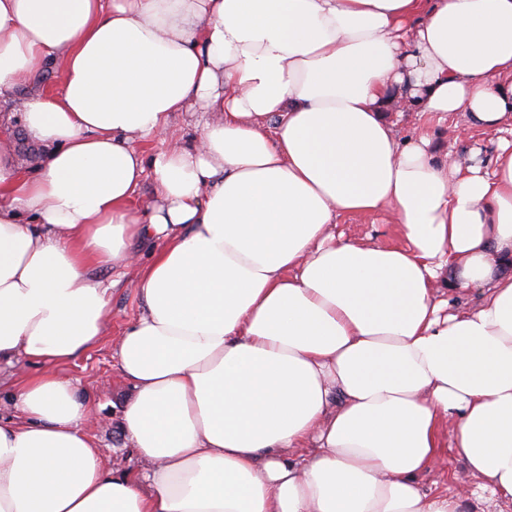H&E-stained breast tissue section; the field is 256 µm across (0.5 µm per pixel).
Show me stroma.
<instances>
[{
  "instance_id": "1",
  "label": "stroma",
  "mask_w": 512,
  "mask_h": 512,
  "mask_svg": "<svg viewBox=\"0 0 512 512\" xmlns=\"http://www.w3.org/2000/svg\"><path fill=\"white\" fill-rule=\"evenodd\" d=\"M25 95L26 92L22 89L12 95L9 104L13 106L14 112L11 120L0 123V141H12L18 161L31 167L36 164L38 155L27 137L23 114L16 109ZM462 124L460 116L452 115L448 119L431 122L426 130L439 153L449 152L466 158L469 157L471 149L476 148L480 151V160H487L493 150L490 135L473 131L467 136H458L456 129ZM337 224L340 231L355 240L367 237L386 243L399 240L391 218L383 214H342L339 215ZM93 275L97 280L113 286L107 334L99 344L63 367L62 372L68 378L78 381L80 392L91 409L89 417L81 423L84 433L104 448L114 470L134 476L142 464L127 437L117 427L130 390L118 374L115 348L122 331L142 311L138 296L139 282L135 274L121 276L108 267L95 269Z\"/></svg>"
}]
</instances>
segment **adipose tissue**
<instances>
[{"label": "adipose tissue", "mask_w": 512, "mask_h": 512, "mask_svg": "<svg viewBox=\"0 0 512 512\" xmlns=\"http://www.w3.org/2000/svg\"><path fill=\"white\" fill-rule=\"evenodd\" d=\"M50 67L39 165L0 148V364L41 368L0 415V512H462L421 488L447 450L512 504V0H0V96ZM396 101L494 132L488 165L399 137ZM182 112L211 115L190 145ZM380 212L401 243L333 231ZM103 266L138 273L139 479L56 371L106 334Z\"/></svg>", "instance_id": "adipose-tissue-1"}]
</instances>
